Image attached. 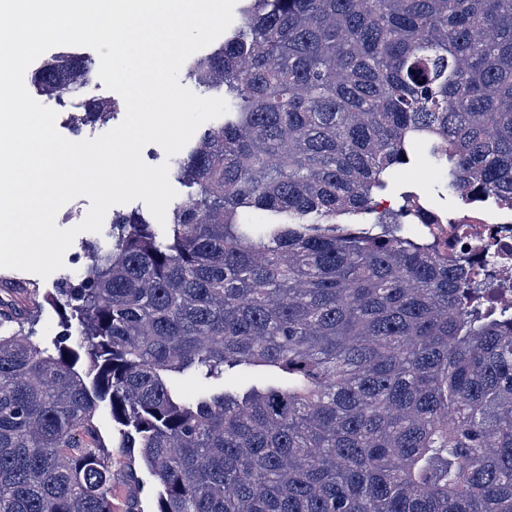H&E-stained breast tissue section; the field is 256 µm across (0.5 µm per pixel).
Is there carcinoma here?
<instances>
[{
  "instance_id": "cac0c4a2",
  "label": "carcinoma",
  "mask_w": 512,
  "mask_h": 512,
  "mask_svg": "<svg viewBox=\"0 0 512 512\" xmlns=\"http://www.w3.org/2000/svg\"><path fill=\"white\" fill-rule=\"evenodd\" d=\"M93 66L59 53L33 85ZM186 76L231 101L175 161L171 223L115 213L75 280L31 289L51 351L0 298V512H138L112 501L137 459L154 512H512L507 280L409 237L412 201L376 208L424 141L448 194L512 209V0H245ZM252 369L272 380L224 387ZM35 315L37 340L42 347H51L55 340L57 332L61 330L58 327L60 321L59 311L54 306L44 302L38 312L31 313Z\"/></svg>"
}]
</instances>
